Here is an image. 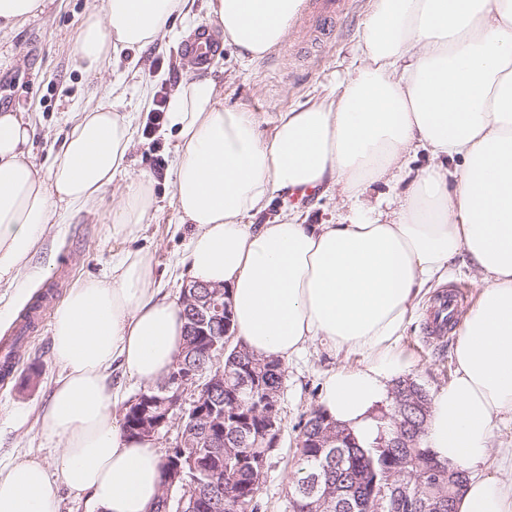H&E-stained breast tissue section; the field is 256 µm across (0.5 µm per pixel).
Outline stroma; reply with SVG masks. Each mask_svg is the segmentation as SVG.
Listing matches in <instances>:
<instances>
[{
	"label": "stroma",
	"instance_id": "stroma-1",
	"mask_svg": "<svg viewBox=\"0 0 512 512\" xmlns=\"http://www.w3.org/2000/svg\"><path fill=\"white\" fill-rule=\"evenodd\" d=\"M101 0H49L43 14L0 35V111L25 113L34 128L33 154L45 163L56 153L68 130L70 113L95 105L106 92L117 91L136 127L128 170L108 189L96 211L80 214L48 235L32 258L34 267L49 268L39 280L46 299L34 315L17 349L14 372L0 379V462L36 459L53 465L56 442L43 433L38 415L60 368L52 354L51 322L70 288L90 276L108 272L126 250L149 249L163 295L179 301L189 282L179 263L189 235L180 224L170 171L176 139L164 127L150 128L149 111L138 104L141 90L151 97L169 96L188 72L181 55L187 37L212 28L206 0H189L183 37L157 39L140 56L120 51L111 72L101 77L77 69L72 48L87 11ZM368 0H345L331 34L312 42L292 25L282 50H270L240 63L232 47L210 61L203 73L217 78L220 101L228 110H248L270 136L280 113L321 100L354 67L352 48L358 38ZM155 181L156 206L135 240L112 234V206L126 185L141 175ZM426 306H419L400 341L411 356L410 376L427 391L448 383L455 372L454 336L429 341L423 334ZM342 362L316 343L285 365L280 397L283 433L272 452L258 495L261 512H288L289 483L295 471L297 441L313 407L318 406L326 373Z\"/></svg>",
	"mask_w": 512,
	"mask_h": 512
}]
</instances>
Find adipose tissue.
<instances>
[{
    "label": "adipose tissue",
    "mask_w": 512,
    "mask_h": 512,
    "mask_svg": "<svg viewBox=\"0 0 512 512\" xmlns=\"http://www.w3.org/2000/svg\"><path fill=\"white\" fill-rule=\"evenodd\" d=\"M303 0H208L225 45L250 61L279 44ZM187 0H103L74 41L80 70L107 73L118 51L177 33ZM357 67L318 102L282 113L263 137L253 113L224 109L213 77L181 80L167 102L177 139L176 208L191 232L193 282L229 292L236 339L284 362L310 344L357 360L329 372L319 405L363 447L383 433L377 409L409 373L399 341L419 297L457 256L478 296L463 315L455 374L431 398L423 445L467 474L455 512H512V0H369ZM135 130L117 100L79 112L48 167L21 113H0V325L31 297L30 262L54 224L93 209L126 166ZM428 163L410 164L419 153ZM396 188L397 204L376 195ZM339 193L332 222L288 211L250 225L274 197ZM154 181L128 185L112 233L135 236ZM183 308L161 297L153 255L129 251L71 288L52 318L61 373L40 414L57 437L55 468L0 464V512H59V490L91 512H153L163 459L127 437L112 412L119 371L143 386L170 371Z\"/></svg>",
    "instance_id": "ef3b65f1"
}]
</instances>
